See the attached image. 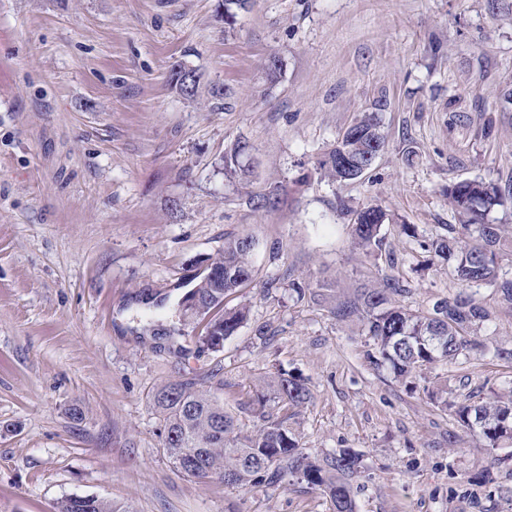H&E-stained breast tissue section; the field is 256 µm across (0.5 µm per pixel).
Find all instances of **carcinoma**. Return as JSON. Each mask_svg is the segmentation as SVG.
Returning <instances> with one entry per match:
<instances>
[{
	"label": "carcinoma",
	"instance_id": "obj_1",
	"mask_svg": "<svg viewBox=\"0 0 512 512\" xmlns=\"http://www.w3.org/2000/svg\"><path fill=\"white\" fill-rule=\"evenodd\" d=\"M384 136L375 112H366L343 132L320 162L325 174L336 182L354 180L361 165L372 164L383 149ZM247 146L237 143L224 154V176L243 171L239 158ZM448 204L461 219L445 226V233L419 242L431 261L448 266V272L465 289L440 300L433 312L413 310L401 302L407 288L396 278L383 279L378 287H365L336 303L332 314L338 322H358L365 337L364 357L376 369H386L404 382L437 361L455 364L486 346L477 330L488 318L473 287L488 286L500 292L512 306V278L499 274L498 254L505 245L504 226L485 222L486 212L512 200V183L463 180L448 184ZM387 214L377 206L352 213L353 243L367 250L380 242ZM252 248L245 239L224 240V250L199 276L190 294L199 307L191 316L203 322L199 339L217 351L224 339L237 332L247 317L244 307L226 309L224 299L252 280ZM269 395L256 397L253 409L258 423L240 427L224 409V383L211 373L203 382L178 380L154 394V404L164 422V448L179 473L190 478L216 475L228 488L275 486L294 477L308 488L320 491L332 512H356L351 481L358 472V454L341 448L322 458L303 453L288 420L289 411L306 404L310 389L302 379L279 373L268 383ZM431 399L453 409L463 430L490 448L512 443V387L505 393L490 392L478 402H448L447 389L431 392ZM279 407L275 415L265 411L267 402ZM198 463L186 467L187 452ZM56 512H116L112 504L94 497H70L56 505Z\"/></svg>",
	"mask_w": 512,
	"mask_h": 512
}]
</instances>
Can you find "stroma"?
<instances>
[{"mask_svg": "<svg viewBox=\"0 0 512 512\" xmlns=\"http://www.w3.org/2000/svg\"><path fill=\"white\" fill-rule=\"evenodd\" d=\"M179 65L200 74V99L174 88ZM362 112L386 145L333 183L318 163ZM238 140L234 181L224 154ZM475 178L512 180V0H253L231 26L224 0H0V512L72 496L127 512H331L301 484L184 477L163 448L162 385L219 372L249 430L279 369L311 390L290 422L300 448L360 454L357 512H512V444L482 447L426 394L507 390L512 362L475 352L401 384L331 313L386 276L414 309L455 293L416 238L457 223L446 188ZM276 186L278 208L255 209ZM369 205L391 220L367 255L349 213ZM244 236L253 279L224 304L249 315L215 351L178 302ZM478 298L480 339L512 347V309L485 286Z\"/></svg>", "mask_w": 512, "mask_h": 512, "instance_id": "1", "label": "stroma"}]
</instances>
